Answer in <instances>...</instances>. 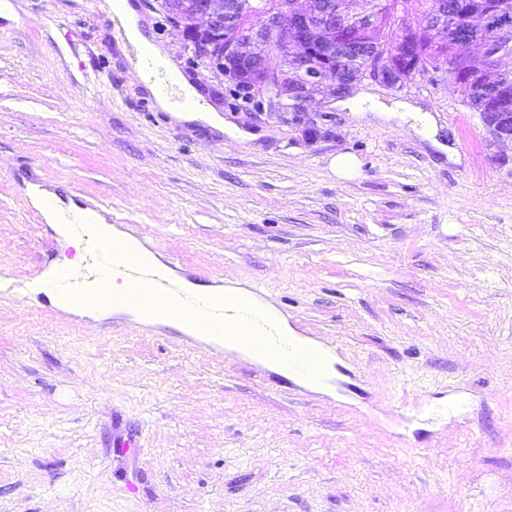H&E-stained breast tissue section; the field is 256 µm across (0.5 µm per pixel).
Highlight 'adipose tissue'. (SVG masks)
I'll use <instances>...</instances> for the list:
<instances>
[{
    "instance_id": "ef3b65f1",
    "label": "adipose tissue",
    "mask_w": 512,
    "mask_h": 512,
    "mask_svg": "<svg viewBox=\"0 0 512 512\" xmlns=\"http://www.w3.org/2000/svg\"><path fill=\"white\" fill-rule=\"evenodd\" d=\"M104 8L112 19L114 37L119 49L124 50L130 46L146 44L147 38L141 30L140 17L128 0H106ZM152 55L158 66L156 69L143 71L141 81L146 89L155 95L159 107L179 121H199L212 126L220 125L221 117L213 108L200 105L201 95L190 81L183 78L177 79L168 93H160L159 85L166 75L160 64L164 62L165 57L162 50L157 47L153 48ZM185 100L193 101L192 109L182 108L181 103Z\"/></svg>"
}]
</instances>
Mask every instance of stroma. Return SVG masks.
Returning a JSON list of instances; mask_svg holds the SVG:
<instances>
[{
    "label": "stroma",
    "instance_id": "stroma-1",
    "mask_svg": "<svg viewBox=\"0 0 512 512\" xmlns=\"http://www.w3.org/2000/svg\"><path fill=\"white\" fill-rule=\"evenodd\" d=\"M0 12V512H512V145L451 82L366 80L298 124L245 113L190 42L145 35L224 119L168 118L94 0ZM432 116L436 141L409 110ZM358 162L351 179L329 163ZM36 182L105 204L208 284H259L331 344L281 389L171 329L60 312Z\"/></svg>",
    "mask_w": 512,
    "mask_h": 512
}]
</instances>
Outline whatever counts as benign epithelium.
I'll use <instances>...</instances> for the list:
<instances>
[{
	"mask_svg": "<svg viewBox=\"0 0 512 512\" xmlns=\"http://www.w3.org/2000/svg\"><path fill=\"white\" fill-rule=\"evenodd\" d=\"M305 7L295 8V0L266 3L251 17L259 23L244 21L236 0H199L195 7L171 19L184 33L217 30L223 33L224 50L218 55L213 44L195 46L192 60L208 66L217 77L243 91L247 106L274 114H290L296 121L306 115V103L321 87L333 98L352 95L364 80L385 88L399 86L398 61L407 49V35L425 31L450 32L459 54L470 57L472 75L478 81L477 92L487 100L499 101L509 94L508 73L512 62L497 73H488L483 59L471 55L470 28L457 21L450 0H435L432 14L410 30H401L380 44L365 50L349 35L353 19L348 9H337L322 0H304ZM342 37L347 55L360 60L356 73L335 70L319 61L317 51L336 44ZM287 57L291 63L271 65L270 52Z\"/></svg>",
	"mask_w": 512,
	"mask_h": 512,
	"instance_id": "1",
	"label": "benign epithelium"
}]
</instances>
